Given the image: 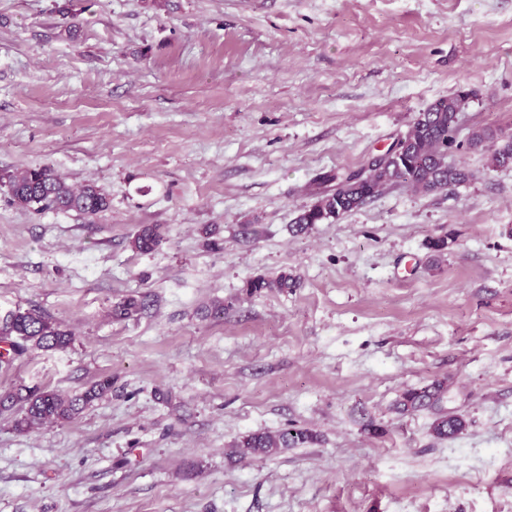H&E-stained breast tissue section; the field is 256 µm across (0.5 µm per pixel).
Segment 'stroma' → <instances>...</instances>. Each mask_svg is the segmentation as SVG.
Masks as SVG:
<instances>
[{"label":"stroma","mask_w":512,"mask_h":512,"mask_svg":"<svg viewBox=\"0 0 512 512\" xmlns=\"http://www.w3.org/2000/svg\"><path fill=\"white\" fill-rule=\"evenodd\" d=\"M461 91L469 125L512 133V0H0V316L75 336L0 390L112 379L64 425L0 413V512H512V168L454 147L468 184L292 226L321 173ZM36 167L108 209L20 208L9 178ZM142 224L165 227L148 254ZM282 270L298 287L243 292ZM436 379L453 439L393 411ZM291 425L317 442L229 454ZM163 239V227L160 224H147L140 226L130 243L138 252L148 253L159 246Z\"/></svg>","instance_id":"stroma-1"}]
</instances>
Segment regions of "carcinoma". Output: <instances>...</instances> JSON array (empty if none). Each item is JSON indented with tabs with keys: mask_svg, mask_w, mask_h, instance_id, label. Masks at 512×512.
I'll list each match as a JSON object with an SVG mask.
<instances>
[{
	"mask_svg": "<svg viewBox=\"0 0 512 512\" xmlns=\"http://www.w3.org/2000/svg\"><path fill=\"white\" fill-rule=\"evenodd\" d=\"M470 94L460 92L441 97L417 113L402 133V149L397 154L378 158L370 155L356 168L330 171L317 180L314 202L293 219V231L304 234L317 224H333L397 186L430 194L461 186L474 177L469 170L448 163V151L456 142L460 114ZM469 146L489 152L488 167L512 166V136H503L489 128H474ZM12 201L36 212L76 211L94 217L108 208L107 198L93 185L78 190L70 187L49 168L21 171L9 178ZM164 239L159 224L142 225L131 239L141 253L153 251ZM298 287V279L288 271L275 277L250 278L244 288L248 295H262ZM143 308L136 298L124 299L112 306V318L123 321ZM74 341L73 333L34 310L18 309L0 320V367L37 348L42 351L65 350ZM112 389V379L103 378L85 391L71 396L39 385L19 384L0 391V412L14 414L13 426L20 433L46 424L69 422ZM448 393L445 379L404 391L393 410L406 416L421 409L434 411L432 434L439 439L455 438L467 427L460 414L448 412L444 401ZM316 435L309 429H283L242 436L233 445V453L244 458H269L288 448L312 443Z\"/></svg>",
	"mask_w": 512,
	"mask_h": 512,
	"instance_id": "carcinoma-1",
	"label": "carcinoma"
}]
</instances>
